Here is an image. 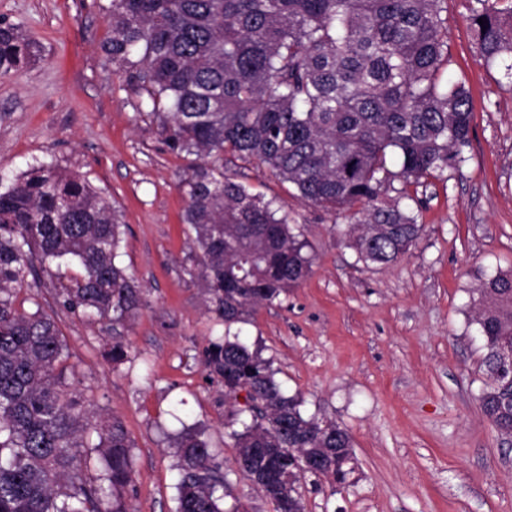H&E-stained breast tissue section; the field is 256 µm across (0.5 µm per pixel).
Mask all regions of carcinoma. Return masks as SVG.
I'll use <instances>...</instances> for the list:
<instances>
[{
	"label": "carcinoma",
	"instance_id": "carcinoma-1",
	"mask_svg": "<svg viewBox=\"0 0 512 512\" xmlns=\"http://www.w3.org/2000/svg\"><path fill=\"white\" fill-rule=\"evenodd\" d=\"M499 2L476 0L470 23L484 62L512 76V2ZM447 13V0H110L103 54L137 81L152 111H164L167 149L196 156L181 180L183 223L226 327L301 284L314 263L288 206L227 175V153L266 166L298 199L346 214L350 247L367 266L396 263L419 238L407 187L459 169L472 141L469 92L444 75ZM32 49L19 28L0 22V77ZM123 235L120 214L90 182L51 165L0 192V512H129L133 441L120 419L92 415L70 390L56 320L17 304L36 257L49 275L78 267L59 281L64 307L125 320L145 300L115 263ZM480 295L488 378L480 408L512 438V357L504 355L512 273L484 282ZM204 368L225 395L244 390L252 402L251 421L237 411L227 437L242 478L274 512H304L308 476L346 482L351 435L306 416L239 335L210 343ZM88 429L103 469L94 483L79 477ZM175 469L174 512H227L233 492L201 434L181 435Z\"/></svg>",
	"mask_w": 512,
	"mask_h": 512
}]
</instances>
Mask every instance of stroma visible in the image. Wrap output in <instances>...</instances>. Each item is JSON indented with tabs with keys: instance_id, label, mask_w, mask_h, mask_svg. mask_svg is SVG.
<instances>
[{
	"instance_id": "35a3bbf8",
	"label": "stroma",
	"mask_w": 512,
	"mask_h": 512,
	"mask_svg": "<svg viewBox=\"0 0 512 512\" xmlns=\"http://www.w3.org/2000/svg\"><path fill=\"white\" fill-rule=\"evenodd\" d=\"M108 0H0L38 51L0 77V192L44 163L85 176L121 215L118 262L148 305L122 324L72 314L55 299L57 277L26 279L25 309L52 315L67 343L68 382L88 410L118 417L135 443L132 512H174L177 435L202 431L233 485L240 512L272 505L232 470L228 399L209 380L203 351L224 324L208 312L182 222L186 159L162 142L146 94L101 51ZM474 0H448L453 74L473 100V134L460 170L409 186L423 231L395 264L358 263L341 242L344 216L292 198L254 161L224 167L254 193L287 202L309 250L310 276L232 330L271 360L306 415L348 430L345 484L314 477L304 512H512V445L480 409L484 340L475 317L482 281L512 270V80L486 66L469 26ZM122 342L126 361L106 356Z\"/></svg>"
}]
</instances>
